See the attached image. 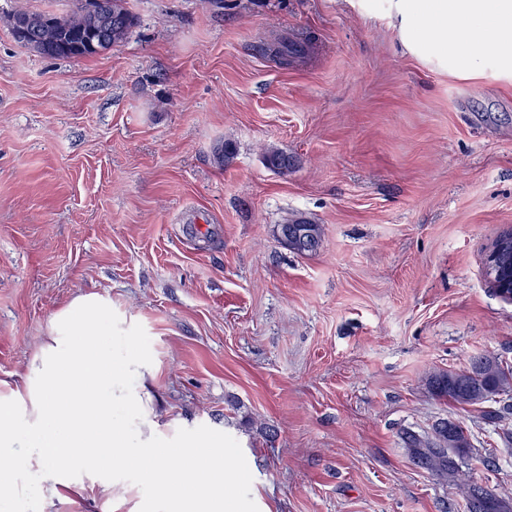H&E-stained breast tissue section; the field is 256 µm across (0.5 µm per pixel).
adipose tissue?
Here are the masks:
<instances>
[{"label": "adipose tissue", "mask_w": 512, "mask_h": 512, "mask_svg": "<svg viewBox=\"0 0 512 512\" xmlns=\"http://www.w3.org/2000/svg\"><path fill=\"white\" fill-rule=\"evenodd\" d=\"M389 18L411 55L458 79L479 76L490 57L512 74V0H390ZM111 333V301L79 295L53 314L20 383L0 385V497L56 512L90 491L138 512L129 504L136 475L160 492L154 512H236L224 494L223 442L162 439L144 383L151 368L136 349L113 356Z\"/></svg>", "instance_id": "obj_1"}]
</instances>
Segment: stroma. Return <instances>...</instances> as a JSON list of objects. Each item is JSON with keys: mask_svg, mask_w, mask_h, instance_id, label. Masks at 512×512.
<instances>
[{"mask_svg": "<svg viewBox=\"0 0 512 512\" xmlns=\"http://www.w3.org/2000/svg\"><path fill=\"white\" fill-rule=\"evenodd\" d=\"M127 6L125 42L51 59L9 17L70 0H0V382L97 293L167 435L232 450L239 512H463L400 439L448 417L497 452L474 479L512 496V452L427 384L476 355L512 365L485 265L512 231V82L408 54L387 0ZM297 38L307 55L280 65ZM295 215L316 251L280 242ZM277 234L285 247L298 254L315 251L321 238L319 225L302 218H287L283 224H278Z\"/></svg>", "mask_w": 512, "mask_h": 512, "instance_id": "stroma-1", "label": "stroma"}]
</instances>
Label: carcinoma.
<instances>
[{"mask_svg":"<svg viewBox=\"0 0 512 512\" xmlns=\"http://www.w3.org/2000/svg\"><path fill=\"white\" fill-rule=\"evenodd\" d=\"M80 0H71V9L64 15L49 11L20 10L13 14L11 29L28 20L42 21L55 33L56 41L40 47L25 44L34 52L57 59H79L98 55L126 41L137 25V17L126 7V0H112V12L119 32L112 42L105 45L99 32L92 26L88 15L78 7ZM307 42L292 40L283 45L280 56L283 60L301 58L306 54ZM266 165L280 173L287 174L293 166L288 154L277 149L266 151ZM277 234L288 249L306 254L317 249L321 231L317 224L302 218H290L278 225ZM429 388L439 398L460 406H479L484 409L486 423L500 428L502 443L512 445V429L501 425L512 413V368L488 357L480 356L470 360L462 371H438L429 378ZM402 441L411 460L418 467L428 471L442 482L459 488L465 505H470L476 493L484 500L482 512H512V499L498 494L487 483H479L471 471L481 468L486 472L497 469L496 456L491 453H476L471 442L469 429L451 419L437 421L430 432L418 434L406 431ZM467 449L470 463L456 462L448 455V447Z\"/></svg>","mask_w":512,"mask_h":512,"instance_id":"1","label":"carcinoma"}]
</instances>
